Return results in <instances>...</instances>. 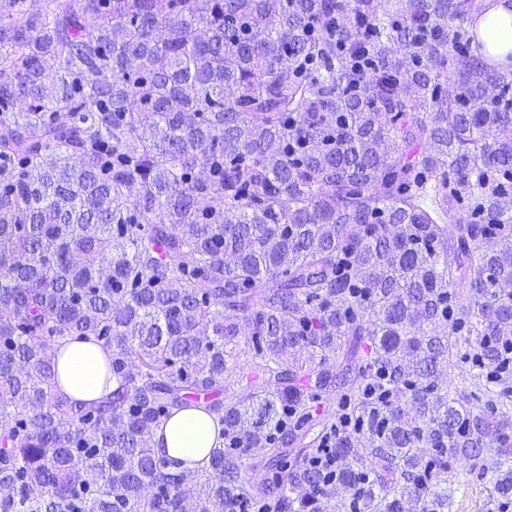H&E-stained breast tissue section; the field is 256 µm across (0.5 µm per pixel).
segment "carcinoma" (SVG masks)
<instances>
[{
    "instance_id": "1",
    "label": "carcinoma",
    "mask_w": 512,
    "mask_h": 512,
    "mask_svg": "<svg viewBox=\"0 0 512 512\" xmlns=\"http://www.w3.org/2000/svg\"><path fill=\"white\" fill-rule=\"evenodd\" d=\"M480 20L0 0V512H504L512 50ZM81 340L95 400L56 391ZM192 407L194 469L152 448ZM104 361L105 353L97 345H66L58 358L57 391L70 399L88 400L112 390V382L105 385ZM166 452L185 460L202 458L209 449L217 446V424L207 413L185 410L173 415L164 426Z\"/></svg>"
}]
</instances>
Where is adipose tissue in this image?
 <instances>
[{"instance_id":"obj_1","label":"adipose tissue","mask_w":512,"mask_h":512,"mask_svg":"<svg viewBox=\"0 0 512 512\" xmlns=\"http://www.w3.org/2000/svg\"><path fill=\"white\" fill-rule=\"evenodd\" d=\"M105 354L90 343L63 347L58 358L57 390L77 400L99 397L106 390ZM166 452L185 460L202 458L216 445L217 424L207 413L185 410L173 415L163 427Z\"/></svg>"}]
</instances>
